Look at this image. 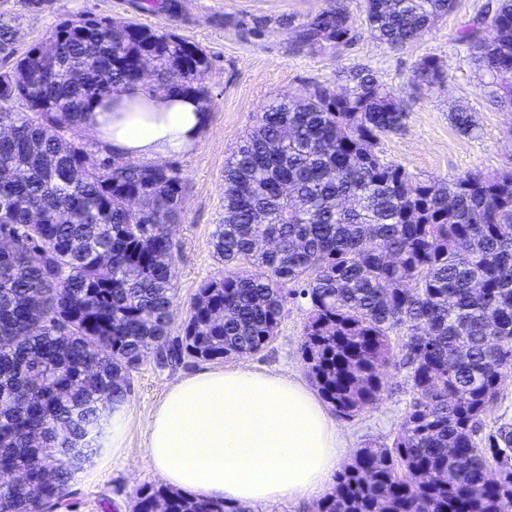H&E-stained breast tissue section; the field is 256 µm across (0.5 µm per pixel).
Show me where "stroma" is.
<instances>
[{
  "mask_svg": "<svg viewBox=\"0 0 512 512\" xmlns=\"http://www.w3.org/2000/svg\"><path fill=\"white\" fill-rule=\"evenodd\" d=\"M334 1L179 0L182 9L172 16L142 7V0H43L36 7L24 6L20 0H0V11L18 17L16 49L21 53L46 42L60 21L89 14L168 31L211 56L212 67L202 78L209 93V125L191 152L166 160L179 171L184 184L181 219L170 227L176 289L170 338L180 336L199 286L224 271L212 245V236L224 221V165L275 98L305 93L315 84L336 82L344 71L364 67L393 90L408 111L404 130L385 137L379 146L386 161L413 174L437 178L492 173L512 163V108L500 104L496 86L478 72L470 48L455 39L488 0H456L448 16L401 48L371 38L363 0H342L357 41L349 46L294 50L297 27ZM426 56L440 60L445 80L417 90L410 83L411 71ZM460 107L474 113L478 136L462 135L453 126L450 114ZM307 317L306 300L289 299L276 338L263 352L250 356L249 364L307 380L301 353ZM237 363L233 357L209 363L184 360L162 367L153 356H146L127 381L132 423L125 448L117 457L108 448L91 455L76 471L60 512H130L139 488L162 482L146 452L145 427L166 391L185 376ZM412 394L405 368L396 364L388 368L376 404L354 418L337 417L347 457H354L360 448L391 442Z\"/></svg>",
  "mask_w": 512,
  "mask_h": 512,
  "instance_id": "obj_1",
  "label": "stroma"
}]
</instances>
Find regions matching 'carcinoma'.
<instances>
[{
	"instance_id": "1",
	"label": "carcinoma",
	"mask_w": 512,
	"mask_h": 512,
	"mask_svg": "<svg viewBox=\"0 0 512 512\" xmlns=\"http://www.w3.org/2000/svg\"><path fill=\"white\" fill-rule=\"evenodd\" d=\"M455 0H364L371 36L408 45ZM17 17L0 13V512H55L97 451L109 405L144 354L166 339L175 303L173 243L184 192L161 165L112 164L76 132L90 102L143 84L156 94L208 91L209 55L173 33L78 15L16 56ZM338 3L303 24L295 48L349 45ZM512 108V0L459 31ZM154 60L143 75L142 57ZM427 57L412 83H443ZM262 112L224 169L217 259L182 323L184 357L254 355L276 337L288 297L307 300L302 355L319 394L352 418L402 362L414 397L389 445L362 448L319 512H512V426L477 437L512 370V167L420 178L386 162L401 131L399 97L367 68ZM463 135L473 113L451 114ZM499 477L488 478L490 465ZM247 512L167 487L136 492L133 512Z\"/></svg>"
}]
</instances>
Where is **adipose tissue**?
I'll return each instance as SVG.
<instances>
[{
    "label": "adipose tissue",
    "mask_w": 512,
    "mask_h": 512,
    "mask_svg": "<svg viewBox=\"0 0 512 512\" xmlns=\"http://www.w3.org/2000/svg\"><path fill=\"white\" fill-rule=\"evenodd\" d=\"M208 123L197 97L140 86L93 101L84 125L115 157L149 163L189 150ZM146 433L148 456L172 486L265 508L319 497L346 451L334 419L305 384L244 361L175 383Z\"/></svg>",
    "instance_id": "adipose-tissue-1"
}]
</instances>
